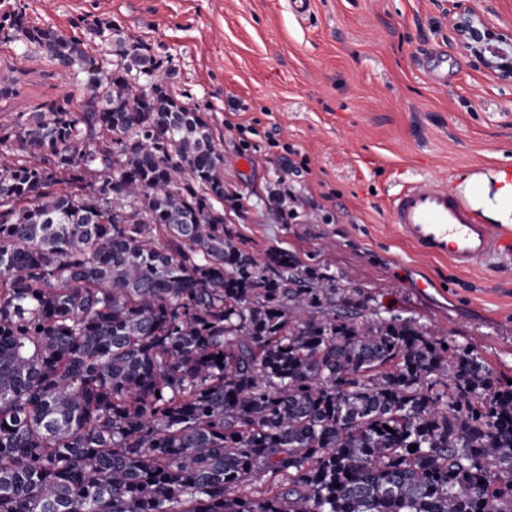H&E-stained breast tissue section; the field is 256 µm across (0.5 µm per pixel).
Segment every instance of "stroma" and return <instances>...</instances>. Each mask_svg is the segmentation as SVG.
Instances as JSON below:
<instances>
[{"label":"stroma","instance_id":"35a3bbf8","mask_svg":"<svg viewBox=\"0 0 512 512\" xmlns=\"http://www.w3.org/2000/svg\"><path fill=\"white\" fill-rule=\"evenodd\" d=\"M80 41L97 66L112 20L145 41L179 99L204 112L224 155V222L257 259L274 248L346 277L381 317L417 319L512 377V273L417 255L388 221L406 182L458 188L512 169V80L459 45L446 0H0ZM18 82L0 121L64 98L74 75L0 34V76ZM426 289H418V282Z\"/></svg>","mask_w":512,"mask_h":512}]
</instances>
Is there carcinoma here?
I'll list each match as a JSON object with an SVG mask.
<instances>
[{"label":"carcinoma","mask_w":512,"mask_h":512,"mask_svg":"<svg viewBox=\"0 0 512 512\" xmlns=\"http://www.w3.org/2000/svg\"><path fill=\"white\" fill-rule=\"evenodd\" d=\"M10 27L87 100L0 123V512H512L507 379L241 249L210 125L140 38L99 24L103 70Z\"/></svg>","instance_id":"carcinoma-1"}]
</instances>
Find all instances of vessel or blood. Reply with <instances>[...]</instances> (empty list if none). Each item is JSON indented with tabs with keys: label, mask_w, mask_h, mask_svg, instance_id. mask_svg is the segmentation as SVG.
<instances>
[{
	"label": "vessel or blood",
	"mask_w": 512,
	"mask_h": 512,
	"mask_svg": "<svg viewBox=\"0 0 512 512\" xmlns=\"http://www.w3.org/2000/svg\"><path fill=\"white\" fill-rule=\"evenodd\" d=\"M389 220L418 253L465 270L482 261L512 271V227L485 224L447 186L417 181L393 196Z\"/></svg>",
	"instance_id": "1"
}]
</instances>
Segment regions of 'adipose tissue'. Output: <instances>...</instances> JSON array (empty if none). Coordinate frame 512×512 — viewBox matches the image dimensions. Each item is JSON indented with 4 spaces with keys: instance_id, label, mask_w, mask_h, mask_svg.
I'll list each match as a JSON object with an SVG mask.
<instances>
[{
    "instance_id": "obj_1",
    "label": "adipose tissue",
    "mask_w": 512,
    "mask_h": 512,
    "mask_svg": "<svg viewBox=\"0 0 512 512\" xmlns=\"http://www.w3.org/2000/svg\"><path fill=\"white\" fill-rule=\"evenodd\" d=\"M472 208L481 210L487 223H512V171L500 169L491 175L476 174L461 186Z\"/></svg>"
}]
</instances>
